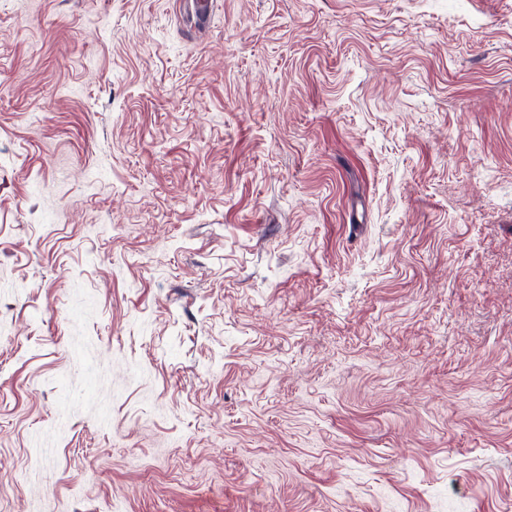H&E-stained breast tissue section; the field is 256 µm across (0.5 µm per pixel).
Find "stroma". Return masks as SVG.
I'll return each instance as SVG.
<instances>
[{"mask_svg": "<svg viewBox=\"0 0 512 512\" xmlns=\"http://www.w3.org/2000/svg\"><path fill=\"white\" fill-rule=\"evenodd\" d=\"M0 512H512V0H0Z\"/></svg>", "mask_w": 512, "mask_h": 512, "instance_id": "35a3bbf8", "label": "stroma"}]
</instances>
